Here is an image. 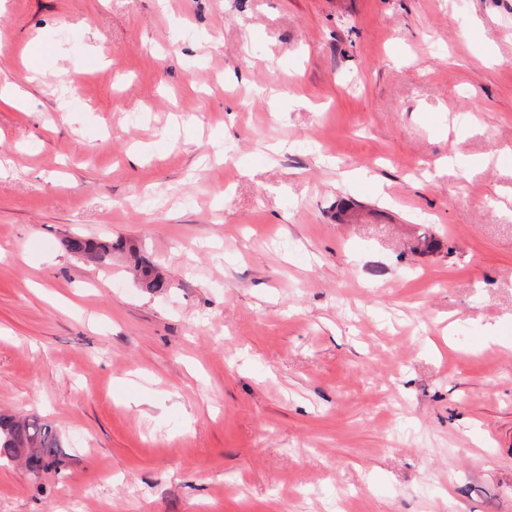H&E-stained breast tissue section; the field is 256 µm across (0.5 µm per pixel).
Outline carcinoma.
<instances>
[{"instance_id": "cac0c4a2", "label": "carcinoma", "mask_w": 512, "mask_h": 512, "mask_svg": "<svg viewBox=\"0 0 512 512\" xmlns=\"http://www.w3.org/2000/svg\"><path fill=\"white\" fill-rule=\"evenodd\" d=\"M69 252L83 253L93 260H104L112 255L119 244L109 239L69 238ZM134 268L142 276L149 291L158 293L169 287L166 277L156 267L140 260ZM61 442L56 429L37 418H15L0 414V455L21 458L26 467L37 473L50 469L59 470Z\"/></svg>"}]
</instances>
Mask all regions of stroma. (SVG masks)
Segmentation results:
<instances>
[{
	"label": "stroma",
	"instance_id": "35a3bbf8",
	"mask_svg": "<svg viewBox=\"0 0 512 512\" xmlns=\"http://www.w3.org/2000/svg\"><path fill=\"white\" fill-rule=\"evenodd\" d=\"M0 87V512H512V0H0ZM69 252L83 253L93 260H104L112 255V250L120 247L122 244H114L109 239H85L80 236L71 237ZM123 247V245H122ZM134 268L140 273L150 292L158 293L169 288L166 277L153 264L136 259ZM61 442L56 429L37 418H15L0 414V455L22 458L26 467L55 472L60 469Z\"/></svg>",
	"mask_w": 512,
	"mask_h": 512
}]
</instances>
